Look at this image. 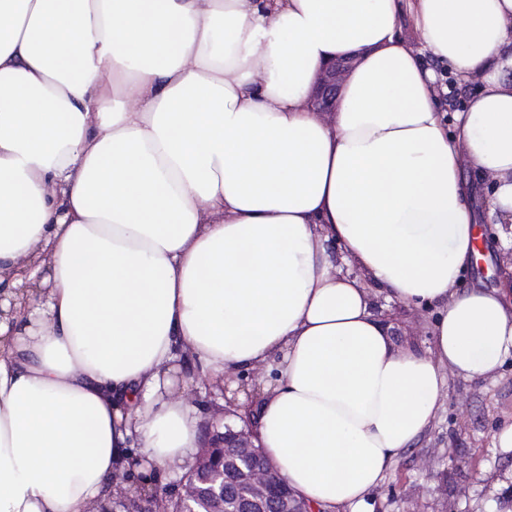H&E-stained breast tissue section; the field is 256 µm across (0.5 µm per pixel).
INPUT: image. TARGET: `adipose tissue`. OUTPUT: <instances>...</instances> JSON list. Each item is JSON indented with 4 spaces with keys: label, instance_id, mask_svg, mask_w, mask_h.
Instances as JSON below:
<instances>
[{
    "label": "adipose tissue",
    "instance_id": "ef3b65f1",
    "mask_svg": "<svg viewBox=\"0 0 512 512\" xmlns=\"http://www.w3.org/2000/svg\"><path fill=\"white\" fill-rule=\"evenodd\" d=\"M0 0V512H98L184 473L200 407L266 365L258 443L316 512H371L446 372L512 359L506 287L462 288L489 177L512 247V0ZM479 79L446 116L436 72ZM354 64L336 112L310 98ZM433 309L398 346L369 286ZM416 4V0H402L401 13L399 14L397 23L403 38L415 48L419 47L420 42L419 34L414 26ZM351 58L337 60L319 74L311 105L318 112H336L339 105V89L345 73L352 66Z\"/></svg>",
    "mask_w": 512,
    "mask_h": 512
}]
</instances>
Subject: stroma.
Segmentation results:
<instances>
[{"label":"stroma","instance_id":"1","mask_svg":"<svg viewBox=\"0 0 512 512\" xmlns=\"http://www.w3.org/2000/svg\"><path fill=\"white\" fill-rule=\"evenodd\" d=\"M483 232L481 257L464 277L468 287H496L512 255L496 241V226L484 209L490 179L464 173ZM375 311L394 326L401 345L428 347L431 315L404 304L377 301ZM512 424V360L489 379L449 375L448 387L428 432L400 454L384 483L372 491L373 512H503L512 498V448H498L493 435Z\"/></svg>","mask_w":512,"mask_h":512}]
</instances>
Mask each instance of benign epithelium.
Masks as SVG:
<instances>
[{
    "label": "benign epithelium",
    "instance_id": "1",
    "mask_svg": "<svg viewBox=\"0 0 512 512\" xmlns=\"http://www.w3.org/2000/svg\"><path fill=\"white\" fill-rule=\"evenodd\" d=\"M351 66L352 59H339L320 72L311 97L315 110L326 113L336 111L339 89ZM222 391L232 392V397H224L225 412H211L210 419L205 422L204 436L194 461L178 481L166 488L158 484L143 486L139 494L132 497L128 485L139 483V478L133 474L121 477L124 487L119 489L120 502L126 512H172L168 507L171 498L182 505L178 512H194L193 504L200 500L203 485L207 486L210 501L208 512H224V455L227 453L252 460L247 479L248 491L238 503L240 512H266L268 503L273 500L280 503V512H313L310 503L291 491L287 480L256 445L252 404L260 387L255 385L250 389L243 382L232 390L226 382ZM241 391L250 398V405L244 408L242 425L237 428L224 422V413L237 412V395Z\"/></svg>",
    "mask_w": 512,
    "mask_h": 512
}]
</instances>
